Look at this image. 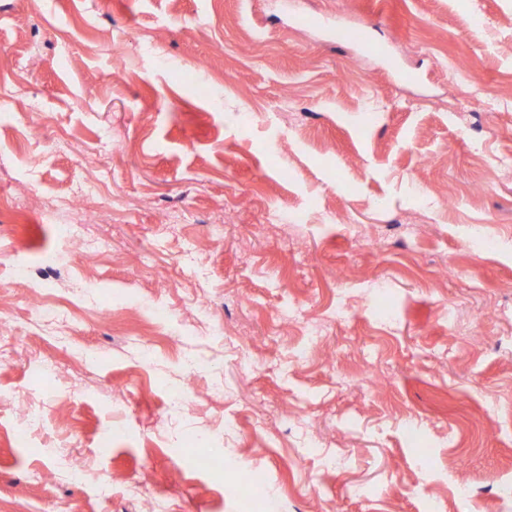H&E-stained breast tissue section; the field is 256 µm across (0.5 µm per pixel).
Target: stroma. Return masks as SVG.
I'll use <instances>...</instances> for the list:
<instances>
[{"instance_id": "obj_1", "label": "stroma", "mask_w": 512, "mask_h": 512, "mask_svg": "<svg viewBox=\"0 0 512 512\" xmlns=\"http://www.w3.org/2000/svg\"><path fill=\"white\" fill-rule=\"evenodd\" d=\"M0 320V512H512V0H0Z\"/></svg>"}]
</instances>
